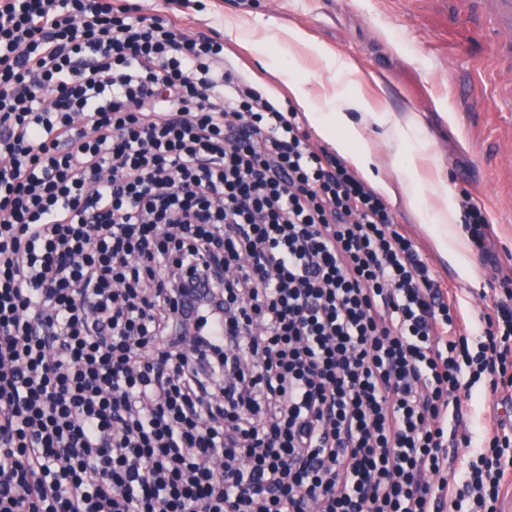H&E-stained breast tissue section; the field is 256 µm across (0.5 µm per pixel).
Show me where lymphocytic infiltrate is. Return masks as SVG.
Instances as JSON below:
<instances>
[{
	"label": "lymphocytic infiltrate",
	"instance_id": "f902f5d3",
	"mask_svg": "<svg viewBox=\"0 0 512 512\" xmlns=\"http://www.w3.org/2000/svg\"><path fill=\"white\" fill-rule=\"evenodd\" d=\"M345 160L123 0H0V512H498L474 333ZM222 322L223 338L209 324ZM474 407L472 409L471 417L467 420L466 426L459 428L458 437H460L462 431L470 438L471 445L468 448L462 447L460 444L459 448H456L457 460L454 463V467L460 466V461H464L467 458L468 452L479 448L483 445V425L485 421L494 417L495 415H501L505 418L506 412L505 407L499 405V410H493V407L489 401H485L481 386L474 388L473 392Z\"/></svg>",
	"mask_w": 512,
	"mask_h": 512
}]
</instances>
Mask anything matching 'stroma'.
I'll use <instances>...</instances> for the list:
<instances>
[{
  "instance_id": "stroma-1",
  "label": "stroma",
  "mask_w": 512,
  "mask_h": 512,
  "mask_svg": "<svg viewBox=\"0 0 512 512\" xmlns=\"http://www.w3.org/2000/svg\"><path fill=\"white\" fill-rule=\"evenodd\" d=\"M494 0H183L187 32L224 39L228 64L282 107H296L288 89L301 80L315 103L321 87L365 99L372 111L419 113L428 148L418 156L437 192H450L455 209H479L484 246L470 244L472 279L435 250L402 194L388 196L396 223L414 238L435 279L453 295L460 327L512 292V57L487 63L490 41L470 23L476 7ZM249 24L264 47L238 48L224 23ZM305 40H283L287 29ZM323 49L311 54L310 45ZM352 64L345 73L343 64Z\"/></svg>"
}]
</instances>
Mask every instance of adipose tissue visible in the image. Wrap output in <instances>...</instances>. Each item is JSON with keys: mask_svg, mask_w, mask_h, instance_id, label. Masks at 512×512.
Listing matches in <instances>:
<instances>
[{"mask_svg": "<svg viewBox=\"0 0 512 512\" xmlns=\"http://www.w3.org/2000/svg\"><path fill=\"white\" fill-rule=\"evenodd\" d=\"M328 111L314 112L313 118L321 135L334 144L337 151L365 178L374 182L382 194L390 193L388 183L375 179L373 150L366 136L370 124L386 126L400 142L419 148L420 122L415 113L402 116L390 112H374L360 98L334 91L326 95ZM392 169L397 175L406 202L424 224L436 249L445 259L462 264L468 245L457 228V215L447 195H440L438 205L427 202V194L434 185L429 181L414 158L394 160Z\"/></svg>", "mask_w": 512, "mask_h": 512, "instance_id": "1", "label": "adipose tissue"}]
</instances>
